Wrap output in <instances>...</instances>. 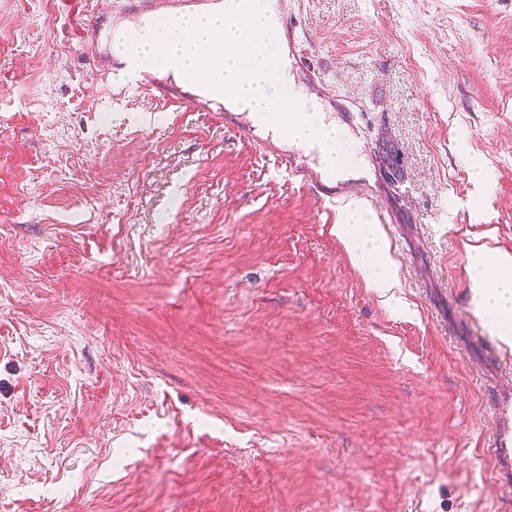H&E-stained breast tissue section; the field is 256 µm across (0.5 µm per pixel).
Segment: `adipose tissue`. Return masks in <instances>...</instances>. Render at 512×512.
Here are the masks:
<instances>
[{
  "instance_id": "obj_1",
  "label": "adipose tissue",
  "mask_w": 512,
  "mask_h": 512,
  "mask_svg": "<svg viewBox=\"0 0 512 512\" xmlns=\"http://www.w3.org/2000/svg\"><path fill=\"white\" fill-rule=\"evenodd\" d=\"M335 230L351 256L360 260L362 268H371L388 251V245L378 225L367 221L360 224H339ZM492 266L498 269L499 274L491 279L488 278L487 272ZM470 267L477 308L491 313L496 318L502 335H511L512 256L493 254L477 248L470 257Z\"/></svg>"
}]
</instances>
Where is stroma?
I'll list each match as a JSON object with an SVG mask.
<instances>
[{
    "label": "stroma",
    "instance_id": "35a3bbf8",
    "mask_svg": "<svg viewBox=\"0 0 512 512\" xmlns=\"http://www.w3.org/2000/svg\"><path fill=\"white\" fill-rule=\"evenodd\" d=\"M289 7L407 312L223 97L94 70L76 28L124 0H0V512H512L482 453L512 342L469 270L512 255V0ZM125 70L141 77L145 81L141 83L145 90L149 91L159 101H163L165 105L168 102H178L192 112L209 108L208 102L202 93L201 85L197 84L192 90H184L179 85V78L171 70L162 68L149 76H142L139 74L140 72L133 71L128 63ZM141 85H138V88H141Z\"/></svg>",
    "mask_w": 512,
    "mask_h": 512
}]
</instances>
